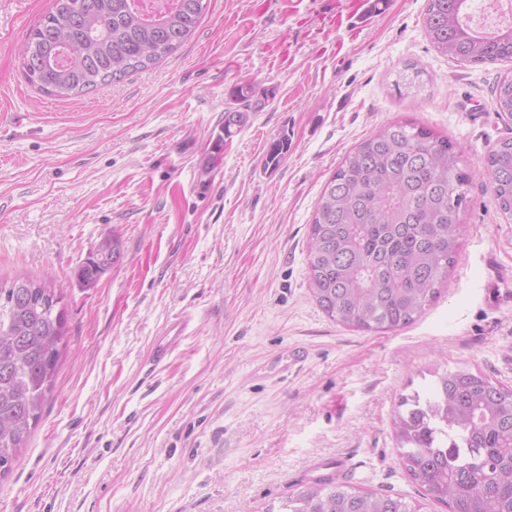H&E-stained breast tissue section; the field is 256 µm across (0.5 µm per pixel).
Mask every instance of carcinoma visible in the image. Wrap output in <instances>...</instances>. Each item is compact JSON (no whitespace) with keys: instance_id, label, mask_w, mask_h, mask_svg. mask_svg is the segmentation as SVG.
Returning <instances> with one entry per match:
<instances>
[{"instance_id":"1","label":"carcinoma","mask_w":512,"mask_h":512,"mask_svg":"<svg viewBox=\"0 0 512 512\" xmlns=\"http://www.w3.org/2000/svg\"><path fill=\"white\" fill-rule=\"evenodd\" d=\"M472 0H428L424 28L443 56L466 63L512 60V22L480 31L465 17ZM206 0H54L22 48L27 80L70 98L146 70L198 27ZM254 87L234 91L224 136L242 130ZM512 115V77L494 90ZM288 138L269 147L277 168ZM454 144L431 129L392 123L363 139L325 183L310 224L308 279L331 319L365 331L406 327L448 282L459 247L467 178ZM494 201L512 218V140L485 160ZM77 269L90 287L122 258L118 234L103 237ZM62 295L27 278L0 280V478L42 417L66 333ZM396 436L408 475L450 512H512V387L480 371L438 376L432 391L406 396ZM279 512H413L400 497L318 478L288 495Z\"/></svg>"}]
</instances>
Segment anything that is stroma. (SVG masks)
Returning a JSON list of instances; mask_svg holds the SVG:
<instances>
[{
	"label": "stroma",
	"mask_w": 512,
	"mask_h": 512,
	"mask_svg": "<svg viewBox=\"0 0 512 512\" xmlns=\"http://www.w3.org/2000/svg\"><path fill=\"white\" fill-rule=\"evenodd\" d=\"M52 4L0 0V278L53 283L67 315L0 512H269L342 456L347 485L448 512L407 475L393 418L438 371L512 386V220L485 165L512 139L492 104L512 61L440 55L428 0H209L174 54L60 99L19 56ZM409 61L428 81L402 97ZM241 83L255 110L228 138ZM394 122L448 137L468 203L440 297L411 326L368 332L313 299L310 223L345 155ZM113 231L120 262L81 287L78 265ZM164 336L170 355L151 364Z\"/></svg>",
	"instance_id": "35a3bbf8"
}]
</instances>
